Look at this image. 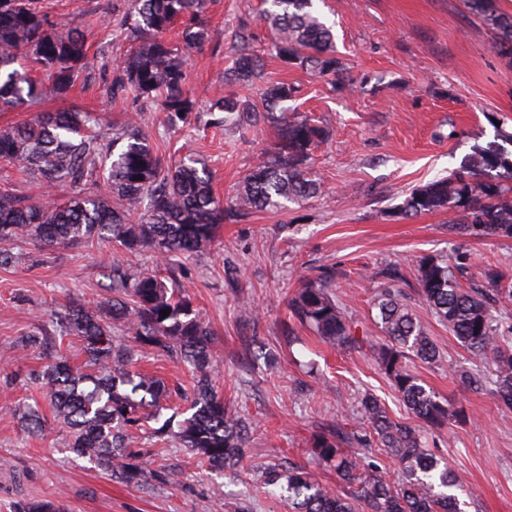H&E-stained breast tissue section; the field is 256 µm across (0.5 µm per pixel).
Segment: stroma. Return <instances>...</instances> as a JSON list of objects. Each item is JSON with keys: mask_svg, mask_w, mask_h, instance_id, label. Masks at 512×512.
Masks as SVG:
<instances>
[{"mask_svg": "<svg viewBox=\"0 0 512 512\" xmlns=\"http://www.w3.org/2000/svg\"><path fill=\"white\" fill-rule=\"evenodd\" d=\"M131 0H44L58 32L79 28L85 64L66 95H44L34 107H0V129L39 112L89 110L103 128L140 113L145 130L168 161L193 153L232 203L243 178L265 158L274 139L266 120L239 128L214 124L216 99L260 101L272 85L298 86L287 108L312 117L328 133L313 151L320 196L256 210L224 223L210 249L186 260L187 284L202 318L215 334L217 368L212 385L250 425L251 457L236 474L208 473L190 465L186 450L145 438L146 447L183 465L182 482L144 490L124 484L66 450L69 435L54 419L45 434L28 436L13 418L22 404L42 401L31 371L46 362L39 350L21 351L20 337L50 324L54 311L76 300L107 297L113 251L102 244L46 247L19 241L21 263L0 268V512L31 498L61 500L66 512H288V503L261 489L254 467L279 463L308 468L338 487L335 472L311 454L313 435L330 420L358 429L356 409L365 395L390 417L417 420L392 390L369 348H341L308 330L282 334L287 303L304 278L321 268L336 272L335 293L358 334L381 341L374 299L383 287L379 270L400 266L407 302L438 346L442 364L417 360L410 368L451 408L468 419L452 431H425L426 446L445 459L460 484L474 492L465 512H512V410L500 408L487 389L462 385L453 367L476 360L422 300L414 275L417 257L451 256L464 285L492 294L484 271L512 267V239L456 236L443 215L402 219L399 208L416 187L457 169L475 148L500 144L512 132V58L465 0H314L335 35L336 55L355 81L349 88L283 63L260 17L262 0H207L209 37L183 57L186 84L196 99L187 123L170 127L159 104L145 106L113 96L112 76L132 42L122 27ZM263 59L253 84L225 81L240 33ZM259 310L240 319V305Z\"/></svg>", "mask_w": 512, "mask_h": 512, "instance_id": "obj_1", "label": "stroma"}]
</instances>
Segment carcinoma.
<instances>
[{"mask_svg":"<svg viewBox=\"0 0 512 512\" xmlns=\"http://www.w3.org/2000/svg\"><path fill=\"white\" fill-rule=\"evenodd\" d=\"M263 20L273 33L272 50L284 63L336 77L342 65L334 54L330 27L313 12L312 0H264ZM125 26L135 48L112 78L113 96L135 102H161L173 124L186 121L194 102L185 90L181 64L184 51L208 39L201 17L203 0H132ZM468 9L496 36L495 48L512 56V15L500 12L496 0H467ZM178 25L182 45L166 39ZM236 66L224 79L250 83L262 64L250 53L249 36L235 46ZM85 56L83 35L60 34L42 0H0V106L22 108L43 95L28 66L46 73L52 91L63 95L72 87ZM297 93L288 84L269 89L263 118L275 129L266 161L245 177L226 207L211 187L206 167L192 155L172 166L155 150L150 135L131 117L108 133L89 111L47 112L0 130V162L21 167L45 188L68 183L75 188L93 181L98 169L107 172L106 194H77L65 204L30 203L8 190L0 191V267L15 265L12 243L32 239L46 246L107 242L130 254L155 248L168 267L160 276L124 261L110 265L112 296L92 304L75 303L51 314L52 330L40 328L21 337L23 350L42 349L52 360L31 373L46 389L58 422L69 433L67 452L108 471L125 484L153 487L179 481V473L151 465L143 447L148 431L160 440L187 448L206 469L222 473L242 467L248 457L249 424L224 405L214 392L213 332L194 308L188 289L176 272L182 259L205 251L217 228L241 220L253 208H276L283 200L307 199L321 188L309 165L311 153L325 137L312 119L276 111ZM224 113L223 122L246 121L257 115L247 100L230 97L210 106ZM446 216L448 231L457 236L512 239V153L504 148L476 149L459 169L414 189L399 214ZM420 294L449 332L490 367L489 376L453 370L461 382L489 392L497 404L512 410V336H502L484 295L464 288L449 259L423 256L417 261ZM385 287L376 299L379 324L386 341L371 352L404 406L424 424L441 427L465 414L452 411L426 389L408 368L415 357L442 361L439 350L398 287L404 275L397 268L383 272ZM492 286L512 297V269H487ZM335 271L324 268L302 282L288 300L289 336L297 327L310 329L323 341L347 347L358 343L352 320L333 292ZM168 310L166 317L161 311ZM81 342L84 365L74 368L62 350L65 339ZM153 353L190 366L198 373L190 396L191 415L164 417L182 387L136 370L144 354ZM357 413L363 430H344L336 423L317 434L315 459L336 472L346 490L330 489L301 466L255 471L256 483L285 495L289 512H461L455 490L459 482L440 458L424 448L419 431L395 422L380 401L362 397ZM32 436L44 431L37 409L17 413ZM376 440L397 466L398 481L367 460L358 447ZM16 512H64L56 499L26 500Z\"/></svg>","mask_w":512,"mask_h":512,"instance_id":"1","label":"carcinoma"}]
</instances>
